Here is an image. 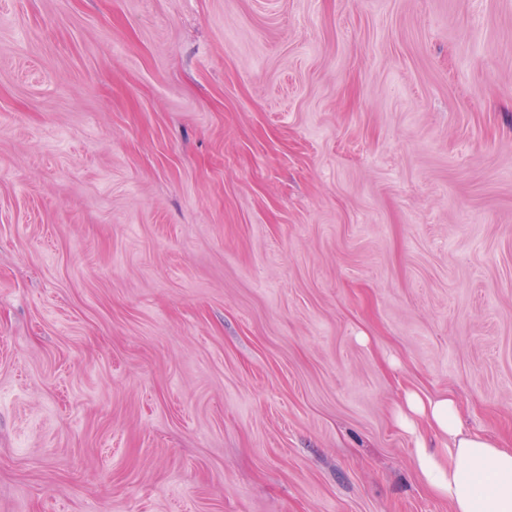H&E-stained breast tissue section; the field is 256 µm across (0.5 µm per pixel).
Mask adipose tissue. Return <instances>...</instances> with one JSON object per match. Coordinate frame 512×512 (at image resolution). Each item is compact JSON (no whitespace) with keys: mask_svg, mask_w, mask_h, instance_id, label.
Here are the masks:
<instances>
[{"mask_svg":"<svg viewBox=\"0 0 512 512\" xmlns=\"http://www.w3.org/2000/svg\"><path fill=\"white\" fill-rule=\"evenodd\" d=\"M395 419L414 442V468L451 512H512V448L465 429L451 395L404 389Z\"/></svg>","mask_w":512,"mask_h":512,"instance_id":"1","label":"adipose tissue"}]
</instances>
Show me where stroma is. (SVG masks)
<instances>
[{"mask_svg":"<svg viewBox=\"0 0 512 512\" xmlns=\"http://www.w3.org/2000/svg\"><path fill=\"white\" fill-rule=\"evenodd\" d=\"M407 386L512 441V0H0V512H448Z\"/></svg>","mask_w":512,"mask_h":512,"instance_id":"stroma-1","label":"stroma"}]
</instances>
